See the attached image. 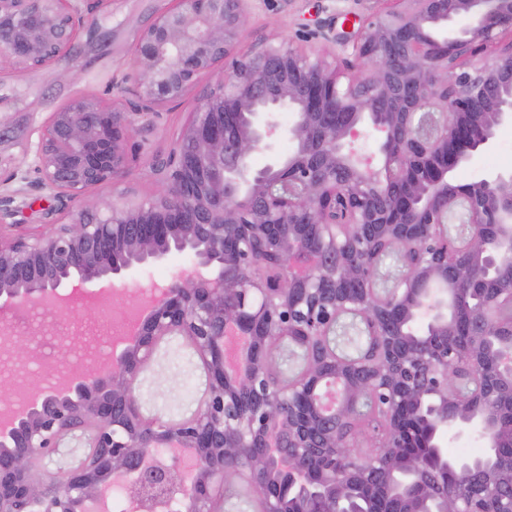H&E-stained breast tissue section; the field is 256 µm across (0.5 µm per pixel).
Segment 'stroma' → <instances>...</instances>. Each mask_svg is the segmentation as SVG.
I'll return each mask as SVG.
<instances>
[{"label":"stroma","mask_w":512,"mask_h":512,"mask_svg":"<svg viewBox=\"0 0 512 512\" xmlns=\"http://www.w3.org/2000/svg\"><path fill=\"white\" fill-rule=\"evenodd\" d=\"M366 13L365 0H251L242 44L247 47L261 38H275L291 40L304 48L308 45L307 34L318 24L332 20L337 30L342 31L361 25ZM5 82L7 86L26 92L19 104V113L0 123L14 142L10 150L11 165L22 173L28 171L32 164V157L25 149L31 131L72 97L102 92L101 87L95 84L74 80L72 68L61 62L32 76H6ZM196 106V94H189L165 115L161 125L141 136L142 150L132 164L130 175L116 185L98 190L96 199L117 204L127 192H151L154 183L146 164L149 153L168 147ZM510 171L512 125H506L498 129L493 147L474 153L466 164L453 172L452 180L457 184H467L491 173ZM191 264V255L176 252L162 262L140 267L126 284L125 302H132L140 289L151 284L168 283ZM42 319L40 312L33 311L27 319L14 326L20 340L19 354L32 358L37 365L60 355V337L98 330L103 325V319L94 306H81L71 315L55 318L57 338L51 344L27 343V335ZM206 386V373L192 347L184 337H168L159 344L139 376L137 393L142 413L145 417L164 422L190 418L197 411Z\"/></svg>","instance_id":"obj_1"}]
</instances>
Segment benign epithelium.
Masks as SVG:
<instances>
[{
  "mask_svg": "<svg viewBox=\"0 0 512 512\" xmlns=\"http://www.w3.org/2000/svg\"><path fill=\"white\" fill-rule=\"evenodd\" d=\"M127 0H0V88L5 70L35 74L78 39L112 23V49L128 66L77 79L103 87L50 113L37 130L31 169L0 153V310L71 311L47 305L72 290L118 295L131 271L187 252L193 265L150 301L138 335L94 373L70 366L68 389L37 393L0 424V512H109L123 483L129 512H222L224 480H244L256 512H365V457L351 482L338 448L348 404L374 387L387 402L388 492L408 512H489L480 498L448 509V478L481 474L490 459H452L444 439L483 435L489 456L503 429L493 406L512 402V172L458 185L453 171L512 124V0H368L358 33L319 25L306 50L287 40L243 48L249 0H132L138 24L115 19ZM467 24L450 31L458 20ZM352 46L326 61L328 44ZM216 83L200 88L203 78ZM197 111L152 157L158 189L101 210L94 191L125 178L133 139L192 91ZM294 114L283 129L278 112ZM377 133V150L356 141ZM284 158L261 169L252 155L283 136ZM34 194L54 204L48 230L6 235ZM460 219L457 232L448 224ZM280 268L254 278L257 249ZM402 267L379 287L385 254ZM370 337L376 363L329 356L317 341L340 318ZM432 340L418 347L410 322ZM230 329L249 338L243 371L224 366ZM185 337L208 377L196 414L146 418L137 382L158 343ZM301 349L307 372L284 391L261 347ZM248 392L234 397L228 383ZM79 432L89 450L75 468L39 463Z\"/></svg>",
  "mask_w": 512,
  "mask_h": 512,
  "instance_id": "7a95c632",
  "label": "benign epithelium"
}]
</instances>
